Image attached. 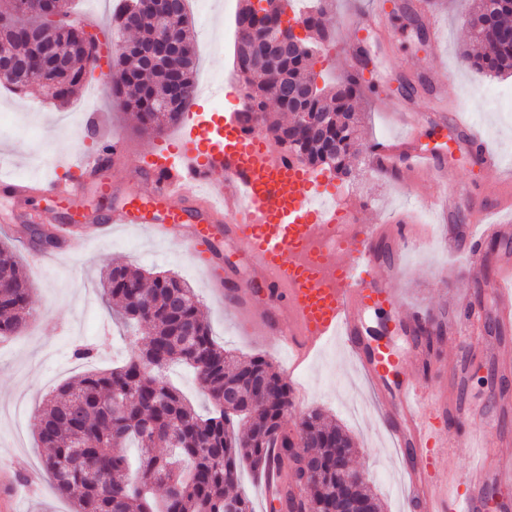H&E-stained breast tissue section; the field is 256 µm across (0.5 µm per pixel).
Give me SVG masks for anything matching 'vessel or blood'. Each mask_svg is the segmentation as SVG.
<instances>
[{
	"label": "vessel or blood",
	"mask_w": 512,
	"mask_h": 512,
	"mask_svg": "<svg viewBox=\"0 0 512 512\" xmlns=\"http://www.w3.org/2000/svg\"><path fill=\"white\" fill-rule=\"evenodd\" d=\"M389 7L388 0H372L368 6L349 0L351 40L388 15ZM190 97L178 136L142 155L136 167L138 196L121 209L92 215L79 231L51 217L62 251L81 253L88 239L115 224H190L197 241H245L243 263L251 277L242 286L239 305L247 310L260 301L266 308L265 315L257 317L253 334L275 335L287 349L294 372L302 371L331 343L338 341L349 349L382 404L381 420L401 460L410 512H487V487L512 484V456L497 450L501 433L485 429L472 435L481 451L459 478L449 479L439 468L438 458L448 446L440 419L452 414L467 422L481 410L468 402L456 370H444L434 362L431 350L415 339L422 316L406 311L396 318V330L413 336L410 347L398 354L371 346L363 335V312L395 302L391 280L377 274L380 250L399 256L428 237L429 226L405 215L378 227L353 223L346 225L340 248H325V241L336 235V224L314 207L308 170L287 155H272L263 132H244L237 116L205 111L198 92ZM393 119L400 132L372 145L373 166L409 185L430 184L435 190L430 205L445 216L471 207L482 225L481 237L505 235V225L487 222L490 208L485 201L452 187L446 153L420 148L429 114L397 112ZM440 124L463 133V146L474 166L499 172V155L461 116L442 115ZM99 141V152L77 158L79 179L44 175L6 180L0 187L19 199L36 188L69 204L80 203L91 193L107 197L112 172L123 166L130 150L109 134L100 135ZM486 288L496 298L501 326L512 325V268L503 267ZM479 328L468 302L449 324L448 333L460 340L477 335ZM442 373L448 376V391L430 390V382ZM17 481L16 474L0 473V512H17Z\"/></svg>",
	"instance_id": "1"
}]
</instances>
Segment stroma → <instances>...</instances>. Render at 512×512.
<instances>
[{"label": "stroma", "mask_w": 512, "mask_h": 512, "mask_svg": "<svg viewBox=\"0 0 512 512\" xmlns=\"http://www.w3.org/2000/svg\"><path fill=\"white\" fill-rule=\"evenodd\" d=\"M392 13L373 33L360 40V48L373 58L376 92L362 97L358 110L362 117V143L389 137L394 132L388 106L422 105L432 87L431 69H439L449 108L472 116L488 129L489 143L512 167V120H502L490 111L481 97L482 90L512 88V77L492 78L466 66L461 53L469 40L466 24L473 0H440L432 11L438 31L414 23L413 15L423 14V0H399ZM346 0H331L326 21L336 32V40L324 46L317 58L316 72L334 80L348 68L342 55L346 35ZM191 35L198 56L196 81L206 97L224 96L235 75L234 42L223 48L213 45L224 32V17L216 0H190ZM412 82L414 92L401 95L400 83ZM98 114L104 131L134 148L127 160L128 170L113 179L112 203L128 201L135 191L132 170L139 153L151 151L155 136L140 133L133 113L125 111L101 75L85 79L82 88L67 103L51 99L33 87L18 94L0 87V168L15 177L45 173L46 146L57 153L82 155L98 150L100 143L84 128L86 114ZM455 183L462 191L481 198L489 194L495 177L475 167L464 152H454L450 160ZM337 188H352L364 205L361 221L385 223L403 208L419 205L431 188L421 184L416 190L385 179L360 156L350 177L336 179ZM419 223L432 231L420 247L401 258L398 273L381 266V276L393 279L401 308L436 316L456 317L471 285L484 275L483 262L450 251L437 214L421 212ZM192 230L179 225L171 238L143 231L140 225L115 226L107 234L91 239L82 253H57L40 265L31 264L26 247L31 234L12 230L15 251L34 288V320L22 336L0 342V467L22 473H35L36 487L20 490L21 512H71V504L58 497L49 474L42 467L46 453L36 440L34 412L50 392L88 371H102L121 363L135 347L103 296L102 276L113 262L121 261L147 274L166 272L180 277L195 288L203 320L209 324L215 341L239 356L260 354L283 373L290 386L308 391L304 409L288 410L283 424L297 430L305 411L320 410L344 427L358 452L354 462L368 473V485L379 499L382 512H405L399 491L401 474L389 442L375 422V408L369 390L347 349L338 343L325 348L302 374L288 371V360L275 337L245 335L238 318L224 305L216 281L234 288L246 273L238 263L242 243H215L221 262L211 268L186 252L181 241ZM223 286V287H224ZM94 346L92 358L79 360L76 345ZM434 353L448 365L463 364L468 371L467 394L477 406H494L498 397L512 396V371L502 372L492 360L488 346L474 339L466 350H459L451 338H441Z\"/></svg>", "instance_id": "stroma-1"}]
</instances>
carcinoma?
Wrapping results in <instances>:
<instances>
[{"label": "carcinoma", "instance_id": "obj_1", "mask_svg": "<svg viewBox=\"0 0 512 512\" xmlns=\"http://www.w3.org/2000/svg\"><path fill=\"white\" fill-rule=\"evenodd\" d=\"M44 0H0V8L17 10L18 32L0 41V84L16 93L30 86H54L51 97L66 102L83 85L84 73L96 68V57L83 39L84 28H60L44 21ZM116 35L127 32L128 14H136V42L117 60L120 76L112 94L136 113L142 131L154 135L178 123L190 103L186 93L169 112H158L153 100L165 98L178 75L192 89L195 52L189 35L186 0H176L183 49L168 67H151L137 47L149 42L158 24L151 0H122ZM257 8L244 0L236 15L259 12L248 33L237 32L236 67L250 111L239 119L266 124L275 143L299 163L338 177L351 174V158L363 153L358 142L357 105L365 91L360 77H342L332 88H320L313 70L315 52L336 39L323 24L320 7L299 20L287 17L290 0H264ZM284 25L290 48L268 55L263 47L267 17ZM481 51L463 52L470 67L490 75L512 74V43L499 37L512 30V0H474L468 20ZM300 28L304 34L295 32ZM55 45L59 65L34 84L13 78L20 63L34 64L29 31ZM288 84L311 89L299 99L278 90ZM103 290L115 316L145 335L144 343L120 366L89 372L60 386L35 415V431L48 450L43 467L57 494L73 512H254L242 494L226 498L242 470L263 473L269 466L268 446L279 442L286 471V501L292 512H341L353 500L362 512L380 505L366 483L347 482L336 469L338 453L352 451L347 432L312 410L292 433L283 427L292 391L272 362L262 356L240 358L224 350L201 318L199 299L188 283L157 274L147 280L128 266L108 270ZM34 288L14 250L0 242V338L20 335L33 315ZM192 323L188 336L183 326ZM172 364L195 371L209 402L200 412L163 376ZM139 449L136 471L130 470L126 449Z\"/></svg>", "mask_w": 512, "mask_h": 512}]
</instances>
